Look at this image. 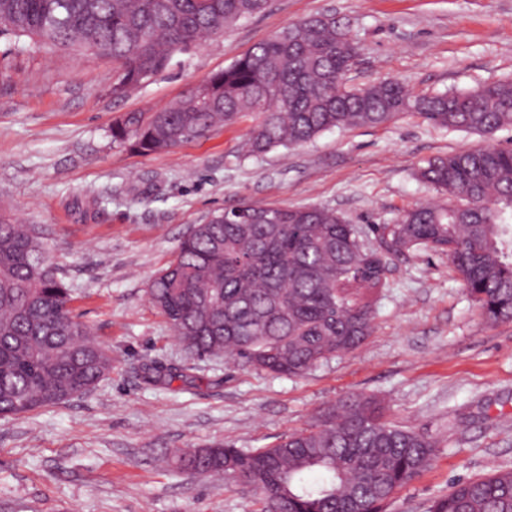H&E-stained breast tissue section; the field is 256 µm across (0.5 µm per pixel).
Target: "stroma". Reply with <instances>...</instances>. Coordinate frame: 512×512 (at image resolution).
<instances>
[{
  "label": "stroma",
  "instance_id": "35a3bbf8",
  "mask_svg": "<svg viewBox=\"0 0 512 512\" xmlns=\"http://www.w3.org/2000/svg\"><path fill=\"white\" fill-rule=\"evenodd\" d=\"M313 15L355 37L358 86L393 79L428 94L512 79V0H269L121 97L109 58L0 37V207L42 229L73 315L112 352L92 391L0 419V512H254L253 491L178 469L175 450L268 447L355 393L440 443L386 512H427L454 480L512 468V321L488 323L446 256L393 258L372 335L301 377L188 358L149 299L150 280L213 210L328 207L371 246V227L438 200L414 176L425 160L512 146L510 128L480 136L413 114L259 156L242 149L249 116L150 156L113 142L115 120L174 103ZM154 363L191 378L151 384Z\"/></svg>",
  "mask_w": 512,
  "mask_h": 512
}]
</instances>
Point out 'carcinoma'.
Returning a JSON list of instances; mask_svg holds the SVG:
<instances>
[{"label":"carcinoma","instance_id":"1","mask_svg":"<svg viewBox=\"0 0 512 512\" xmlns=\"http://www.w3.org/2000/svg\"><path fill=\"white\" fill-rule=\"evenodd\" d=\"M268 0H0V35L112 59L121 96L166 68L171 55L265 11ZM359 46L332 18L275 33L175 105L130 114L112 140L143 156L232 126L249 113L251 154L301 146L319 134L385 125L405 113L448 130L512 127V80L416 94L384 80L351 86ZM417 176L442 195L371 232L326 207L242 203L216 210L185 235L148 288L151 302L192 357L225 355L273 376L296 377L359 347L373 331L369 295L385 287L392 255L428 249L448 257L491 323L512 320V148L437 156ZM42 231L0 210V417L67 402L112 370V353L69 312ZM190 378L147 368L152 383ZM429 435L389 420L375 397L355 394L269 448L213 444L176 453L185 471L254 487L261 512H384L433 463ZM428 512H512V469L458 480Z\"/></svg>","mask_w":512,"mask_h":512}]
</instances>
